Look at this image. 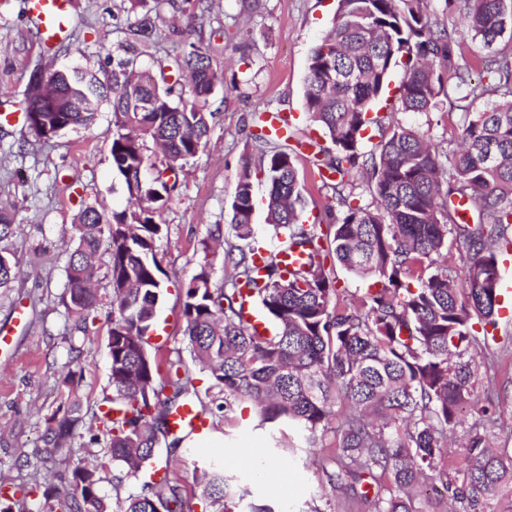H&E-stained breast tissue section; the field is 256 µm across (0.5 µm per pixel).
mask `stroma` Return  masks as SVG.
I'll use <instances>...</instances> for the list:
<instances>
[{"instance_id":"35a3bbf8","label":"stroma","mask_w":512,"mask_h":512,"mask_svg":"<svg viewBox=\"0 0 512 512\" xmlns=\"http://www.w3.org/2000/svg\"><path fill=\"white\" fill-rule=\"evenodd\" d=\"M73 30L69 39L47 52L28 11V0H0V110L23 112L24 94L35 79L65 65H76L103 78L110 74L125 46L129 26L153 8V0H71ZM336 0H204L184 34L172 31V7H165L151 41L142 47L138 64L153 70L154 61L179 53L192 42L207 53L218 81L207 109L213 128L199 155L180 173L177 189L162 211L166 232L158 244L165 272L150 339L158 358H189L183 337L182 286L198 269L200 243L213 225H221L226 244H236L230 228L234 185L244 161H257L268 151L252 134L257 108L268 107L293 117L289 144L305 139L311 123L304 110L305 79L313 46L331 28ZM442 23L459 45L461 63L472 81L488 84L481 70L482 48L463 27L459 11L443 15ZM112 109L99 104L96 119L46 140L26 121L0 124V206L11 209L18 224L1 247L18 262L10 287L0 288V325L9 326L17 307L28 320L15 329L8 354L0 355V478H7L17 496L27 499V512H43L38 497L26 488L47 478L30 458L43 447L45 418L66 402L79 399L83 415L62 454L71 463L89 462L88 430L93 412L109 385L108 334L111 327L109 253L98 262L99 310L88 334H71L62 301L65 293L74 218L91 204L105 212L123 209L128 194L123 178L112 169ZM295 165L303 185L305 213H322L333 190L313 177V158L297 154ZM498 330L488 345L477 346L479 363L472 397L489 407L486 434L492 446L512 436V301L500 308ZM79 360H71L70 347ZM81 372L75 392L61 378ZM225 465L241 493L240 512L266 505L273 512H346L344 496H328L326 474L318 449L297 448L277 455L270 427L257 426L248 404L232 421L221 412L209 419L204 443L186 436L175 456L157 447L152 469L168 468L171 478L194 491V472L208 464Z\"/></svg>"}]
</instances>
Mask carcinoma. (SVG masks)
I'll list each match as a JSON object with an SVG mask.
<instances>
[{
	"label": "carcinoma",
	"instance_id": "carcinoma-1",
	"mask_svg": "<svg viewBox=\"0 0 512 512\" xmlns=\"http://www.w3.org/2000/svg\"><path fill=\"white\" fill-rule=\"evenodd\" d=\"M429 0H338L332 26L311 50L305 111L329 145L317 171L335 177L332 201L316 224H302L303 196L293 153L275 148L257 164L245 161L234 187L230 226L246 246L224 250L233 272L212 281L209 252L223 245L221 227L201 241L202 261L184 288V336L193 362L211 388L224 395V415L250 403L260 424L296 428L325 449L336 471L331 491H351L356 512H428L422 488L442 483L448 512H512V448H493L481 432L489 408L471 400L478 364L474 348L498 328L500 269L497 253L512 248V62L481 58L493 76L490 89L472 84L458 61L457 42L428 9ZM446 13L463 4L467 32L489 48L512 30L505 0H439ZM154 19L130 26L136 39L150 37ZM161 80L143 82L137 56L117 61L102 82L58 75L42 93L32 89L25 112L29 127L50 139L96 117L95 103L112 93V169L125 181L127 205L106 216L87 205L75 217L77 238L66 267L64 302L71 330L87 333L97 313L93 282L100 250L109 253L112 311L108 348L112 407L95 415L100 441L90 465L79 463L58 484H35L46 512H192L186 489L168 474L149 478L109 509L101 495L109 468L139 472L160 438L168 454L182 437L170 414L197 398L182 357L152 355L163 269L159 222L176 184L164 174L188 165L205 147L213 113L205 104L216 86L210 58L191 42L182 57L157 61ZM404 72L398 109L431 118L452 93L462 118L455 147L431 149L430 130L384 115L369 117L393 70ZM174 73L169 81L165 71ZM501 103L470 111L467 100L487 92ZM375 124L378 149L362 150ZM161 147L164 168L151 162L147 143ZM370 176V198L354 178ZM267 187L266 221L288 246L306 254L303 266L284 276L270 257L257 273L254 255V182ZM466 202L465 219L454 200ZM330 221L323 226L321 222ZM462 241L468 259L459 265L448 237ZM331 260L348 272L377 278L363 295L337 286L325 269ZM17 275V262L0 253V288ZM249 286V295L243 287ZM252 299L278 325L268 336L244 317ZM469 407L475 421L464 465L449 466L448 430ZM82 421L74 400L46 418L40 460L48 471ZM213 512H237L236 489L224 469L210 466L194 477Z\"/></svg>",
	"mask_w": 512,
	"mask_h": 512
}]
</instances>
